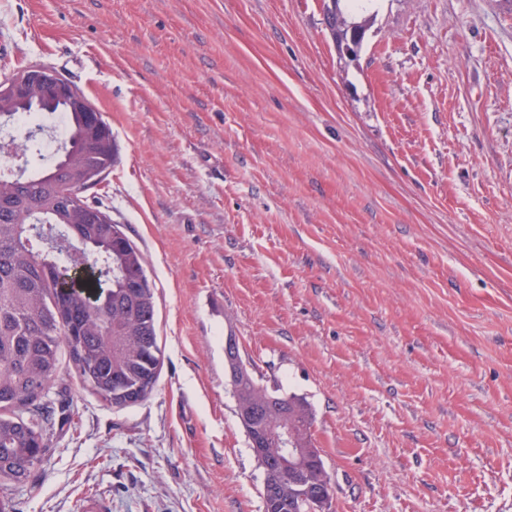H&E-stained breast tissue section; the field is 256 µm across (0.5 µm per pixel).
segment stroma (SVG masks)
Wrapping results in <instances>:
<instances>
[{"instance_id":"obj_1","label":"stroma","mask_w":512,"mask_h":512,"mask_svg":"<svg viewBox=\"0 0 512 512\" xmlns=\"http://www.w3.org/2000/svg\"><path fill=\"white\" fill-rule=\"evenodd\" d=\"M0 0V79L112 128L88 192L156 285L164 363L116 409L63 371L16 512H264L224 363L303 397L335 512H512V0ZM324 1L329 2L325 7V20H326V26L329 29L332 39L335 41L336 44L348 41L349 37H350L349 25L354 24L355 22L356 23H361V22L349 20L345 16V12L340 5V2H342V0H324ZM336 6H337L339 12L344 17L345 25L336 26V20H332V18L336 17V15H337ZM54 72L41 66L24 67L10 77L1 80L0 95L19 97L29 96L34 92L51 90L63 98H69L70 100L77 98L74 88L66 82L68 80Z\"/></svg>"}]
</instances>
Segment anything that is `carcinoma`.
I'll return each mask as SVG.
<instances>
[{
  "label": "carcinoma",
  "mask_w": 512,
  "mask_h": 512,
  "mask_svg": "<svg viewBox=\"0 0 512 512\" xmlns=\"http://www.w3.org/2000/svg\"><path fill=\"white\" fill-rule=\"evenodd\" d=\"M342 0H327L326 26L335 43L349 40L347 19L333 17ZM7 122L19 113L41 117L60 114L70 148L68 159L43 153L35 146L38 170L30 175L0 171V481L26 484L44 460L48 414L41 401L68 357L71 370L84 386L116 408L142 402L153 392L163 353L158 344L155 291L145 259L123 227L85 193L100 184L118 154L112 128L100 112H85L52 94L27 104L14 103ZM49 227L50 240L34 243L26 225ZM61 235L86 260L106 269L112 291L96 304L86 301L91 286H68L61 280L67 263L53 236ZM259 383H240L239 398L259 397ZM278 411L297 406L294 440L302 448L311 440L313 415L305 399L272 391ZM317 467L299 472L295 482L272 472V495L264 512H308L319 505L332 512V494L321 484Z\"/></svg>",
  "instance_id": "obj_1"
}]
</instances>
